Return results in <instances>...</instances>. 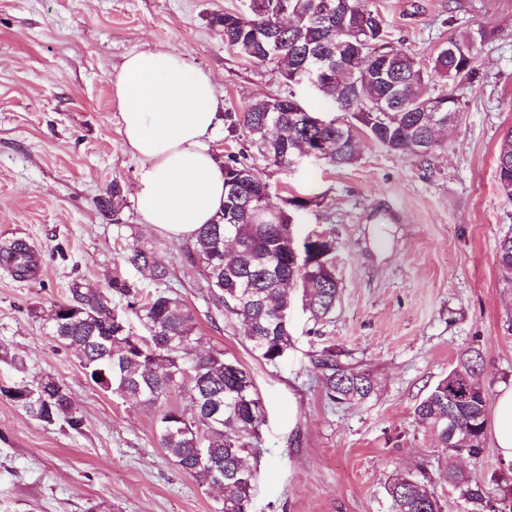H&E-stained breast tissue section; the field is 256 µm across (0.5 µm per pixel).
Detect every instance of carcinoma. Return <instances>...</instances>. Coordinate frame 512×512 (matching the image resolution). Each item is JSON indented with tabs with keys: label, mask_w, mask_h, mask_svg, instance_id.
Wrapping results in <instances>:
<instances>
[{
	"label": "carcinoma",
	"mask_w": 512,
	"mask_h": 512,
	"mask_svg": "<svg viewBox=\"0 0 512 512\" xmlns=\"http://www.w3.org/2000/svg\"><path fill=\"white\" fill-rule=\"evenodd\" d=\"M326 1L332 5L330 14L316 26L309 17ZM214 20L223 27L225 45L255 63L273 65L290 83L308 55L319 51L328 58L331 73L318 92L341 117L320 128L299 121V102L291 94L260 99L239 115H224L228 132L243 129L264 160L283 168L303 145L315 142L325 149L323 159L329 164L349 167L358 159L362 135L389 152L425 159L434 144L422 112L425 104L441 102L449 127L460 112L453 90L435 95L432 87L440 80L471 79L476 47L487 37L478 25L450 38L457 56L450 60L440 51L428 70L413 54L387 46L383 17L363 0H251L250 13L226 12ZM391 94L399 100L395 110H373L375 101ZM496 165L500 190L512 198V128L503 135ZM224 186V206L211 223L198 228L193 256L205 266V288L216 309L242 318L250 350L276 364L292 345L289 325L279 317L291 306V289H301L302 305L316 322L336 308V238L331 232H313L291 239L304 202L291 198L285 207L269 210V183L262 171L235 155L224 161ZM98 204L105 215L119 220L120 183L112 182ZM293 243L304 247L309 258L294 260ZM497 259L501 280L511 289V235L499 241ZM122 260L154 288L144 291L117 268L107 289L75 281L70 293L76 303L65 311L61 303L52 306L55 318L48 322V333L76 353L86 376L105 393L145 405L161 404L173 393L188 396L191 414L173 405L159 411L160 446L199 485L223 484L217 512H251L254 480L245 479L239 467L264 423L251 374L222 349L191 355L196 315L172 289L170 270L155 251L134 247ZM313 364L334 402L362 401L374 391L369 373L340 365L332 350L317 354ZM481 371L480 352L464 351L416 405L414 416L434 441L439 477L467 502L498 506L512 489L493 495L474 487L458 465L463 456L479 462L484 450L489 402ZM1 393L44 423L62 421L73 429L82 423L66 388L53 377L0 386ZM386 493L391 512H444L423 466L393 474Z\"/></svg>",
	"instance_id": "cac0c4a2"
}]
</instances>
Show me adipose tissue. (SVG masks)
<instances>
[{
  "instance_id": "ef3b65f1",
  "label": "adipose tissue",
  "mask_w": 512,
  "mask_h": 512,
  "mask_svg": "<svg viewBox=\"0 0 512 512\" xmlns=\"http://www.w3.org/2000/svg\"><path fill=\"white\" fill-rule=\"evenodd\" d=\"M121 132L140 166L137 210L155 232L194 240L224 202V171L205 145L218 125L210 73L177 50L129 55L114 78Z\"/></svg>"
}]
</instances>
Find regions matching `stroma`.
I'll list each match as a JSON object with an SVG mask.
<instances>
[{
	"label": "stroma",
	"instance_id": "1",
	"mask_svg": "<svg viewBox=\"0 0 512 512\" xmlns=\"http://www.w3.org/2000/svg\"><path fill=\"white\" fill-rule=\"evenodd\" d=\"M249 0H0V255L25 244L32 278L0 270V385L52 376L67 388L80 429L45 424L0 395V512H216L220 490L198 486L160 447L156 409L99 391L76 355L42 326L40 312L72 303L81 279L104 288L121 255L151 248L194 310L199 349H224L252 375L267 422L255 453L252 512H390L396 471L432 460L414 408L467 349L484 360L488 394L512 384V292L497 244L512 235V200L495 158L512 128V0H369L392 48L431 63L448 39L480 24L490 33L475 76L455 85L456 124L426 160L361 139L356 164L303 156L267 165L245 132L217 128V159L241 155L271 184L268 205L306 200L295 232L336 235L341 297L316 322L290 310L292 345L273 365L250 350L242 319L219 312L187 243L149 230L132 199L139 162L120 130L112 79L125 57L174 48L213 75L220 112L294 95L325 120L331 105L310 84H288L224 43L213 16ZM126 196L120 222L98 201L113 181ZM336 351L370 373L375 389L335 404L310 358ZM474 483L512 486L487 439Z\"/></svg>",
	"mask_w": 512,
	"mask_h": 512
}]
</instances>
